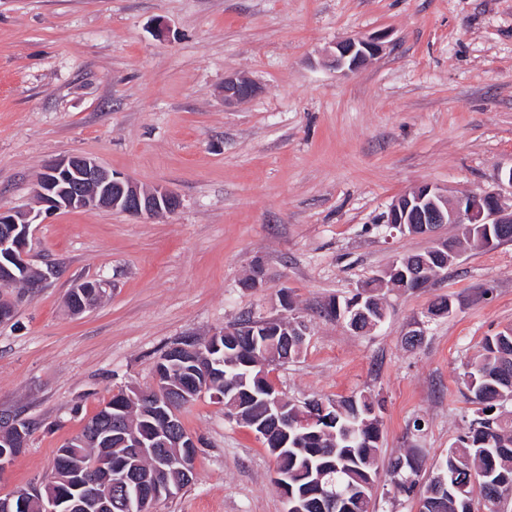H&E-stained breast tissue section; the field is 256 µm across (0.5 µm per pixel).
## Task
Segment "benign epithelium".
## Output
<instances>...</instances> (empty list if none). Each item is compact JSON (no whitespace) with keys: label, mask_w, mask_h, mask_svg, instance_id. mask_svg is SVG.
<instances>
[{"label":"benign epithelium","mask_w":512,"mask_h":512,"mask_svg":"<svg viewBox=\"0 0 512 512\" xmlns=\"http://www.w3.org/2000/svg\"><path fill=\"white\" fill-rule=\"evenodd\" d=\"M380 45L373 40H352L338 43L330 53L331 63L350 70L358 68L368 57L377 54ZM260 91L258 84L239 75L224 77V105L232 106L256 96ZM512 189V169L500 176L498 188L482 189L469 193L453 201L449 200L448 192L431 185H420L406 194L399 196L389 207L384 223L390 227L413 235H421L430 241L422 257L421 268L427 270L432 278L440 271L456 262L457 247L451 246L449 240L440 239L434 229L441 224H512V204H507L502 187ZM35 196L40 209H21L0 211V288H12L18 276L16 270L24 273L34 271L28 262L29 239L33 226L43 223L42 216L60 210L86 209H120L131 216H154L158 213H172L180 205V199L174 192L156 187L144 189L134 181L118 176L94 160L80 155H73L47 164L35 181ZM106 292L105 283L100 279H85L76 283L71 291L72 298L77 300L79 313L96 306ZM282 321L276 318H252L249 322H240L211 334L201 341L189 336L169 348L171 355L159 361L154 367V384L148 389H134V402H143L145 396L152 400L151 408L162 416V426L158 428V443L169 447V439L178 433L179 414L170 404L172 392L170 375L172 370L185 364L197 365L202 370V382L197 385V394H210L211 399L222 402L224 396L213 391L210 382L213 368L225 365V362L212 357V353L220 348L218 339L222 336H239L241 330L249 329V336L262 344L281 342L286 345L293 342L303 345L307 334L304 320L296 318L291 321L292 328L286 332L281 329ZM284 399L280 395L271 394L261 399L264 413L259 418H251L241 412V406L234 405L228 419L245 421L255 438L264 446L276 448L284 446L282 438L288 434V426L300 424L314 427L322 422L330 421L326 417L328 407L308 405L298 419L288 418ZM25 434L17 428L15 419L0 420V476L11 465L10 448H21L25 445ZM190 448L185 456L176 455L157 457L159 466L173 465L180 473L181 480L174 484H152L148 495L137 496L134 501L127 502L130 512H139L147 505H156L162 500L177 495L183 486L192 482L194 476L198 440L190 435L186 442ZM100 467L92 482L94 497L73 502L77 508H109L112 503V484H133L136 477L122 474L116 476L104 467V462H97ZM275 480L279 486L285 504V512H298L301 503L288 492V482L275 471Z\"/></svg>","instance_id":"1"}]
</instances>
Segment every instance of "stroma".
<instances>
[{"label":"stroma","mask_w":512,"mask_h":512,"mask_svg":"<svg viewBox=\"0 0 512 512\" xmlns=\"http://www.w3.org/2000/svg\"><path fill=\"white\" fill-rule=\"evenodd\" d=\"M356 37L380 52L330 67ZM228 74L260 93L225 106ZM71 155L181 206L37 225L29 262L49 277L11 289L0 323V412L33 431L0 496L44 485L58 448L113 394L152 385L174 343L280 316L282 289L309 335L270 371L277 388L375 396L380 464L414 448L430 475L474 410L466 363L512 326V242L464 247L426 287L387 291L370 332L323 308L427 247L382 224L396 198L493 189L512 169V0H0V210L36 207V175ZM89 278L107 295L71 315ZM443 297L452 313L430 317ZM182 422L201 443L195 476L157 512H284L272 458L223 404L202 397Z\"/></svg>","instance_id":"1"}]
</instances>
